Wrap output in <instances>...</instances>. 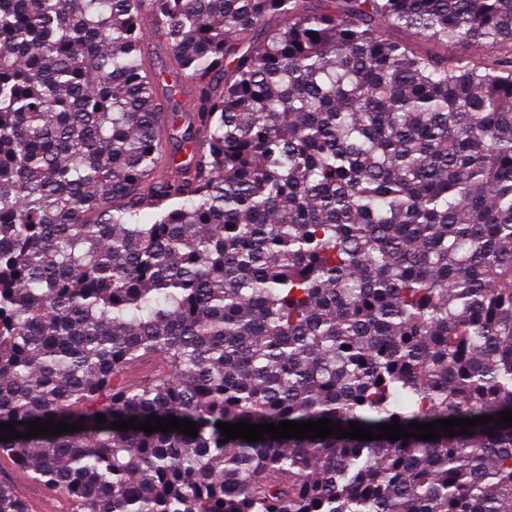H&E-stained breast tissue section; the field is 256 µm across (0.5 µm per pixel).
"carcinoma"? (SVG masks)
<instances>
[{
    "instance_id": "cac0c4a2",
    "label": "carcinoma",
    "mask_w": 512,
    "mask_h": 512,
    "mask_svg": "<svg viewBox=\"0 0 512 512\" xmlns=\"http://www.w3.org/2000/svg\"><path fill=\"white\" fill-rule=\"evenodd\" d=\"M321 2L0 0V423L85 426L0 460L60 512H512V0ZM144 57L146 63L157 71H166L165 77L169 80V84L173 82V77L168 75L172 72L173 64L170 60L165 45L163 35L158 31L149 19L144 20Z\"/></svg>"
}]
</instances>
